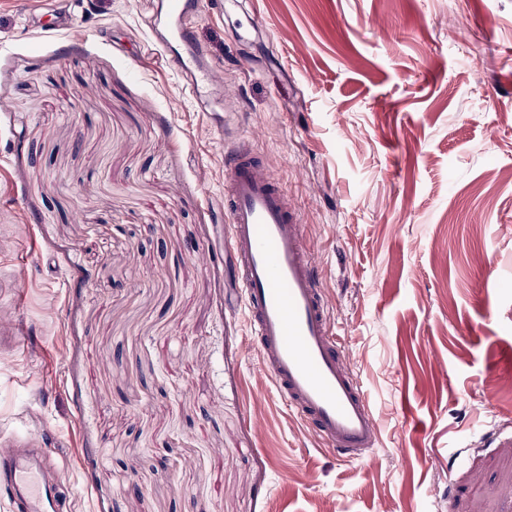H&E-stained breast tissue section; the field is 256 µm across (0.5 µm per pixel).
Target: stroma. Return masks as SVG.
<instances>
[{
    "mask_svg": "<svg viewBox=\"0 0 512 512\" xmlns=\"http://www.w3.org/2000/svg\"><path fill=\"white\" fill-rule=\"evenodd\" d=\"M0 0V448L63 512H512V0H249L195 36L303 215L379 443L284 407L227 251L225 143L157 57L158 0ZM27 17L30 23L28 28L33 35L45 33L72 34L76 32L77 26L74 21L44 12L43 4H38L35 8L30 9Z\"/></svg>",
    "mask_w": 512,
    "mask_h": 512,
    "instance_id": "1",
    "label": "stroma"
}]
</instances>
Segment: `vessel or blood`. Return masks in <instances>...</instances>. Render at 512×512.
<instances>
[{"label": "vessel or blood", "instance_id": "obj_1", "mask_svg": "<svg viewBox=\"0 0 512 512\" xmlns=\"http://www.w3.org/2000/svg\"><path fill=\"white\" fill-rule=\"evenodd\" d=\"M213 6V0H168L171 27L162 42L163 57L203 112L223 70L197 41L193 21ZM28 19L35 35L76 30L74 22L40 5ZM224 172L230 230L225 262L233 269L265 374L289 412L341 458L370 457L378 442L374 412L334 335L298 211L247 143L225 153ZM69 478L65 469L47 471L33 448L0 461V493L14 512H57Z\"/></svg>", "mask_w": 512, "mask_h": 512}]
</instances>
